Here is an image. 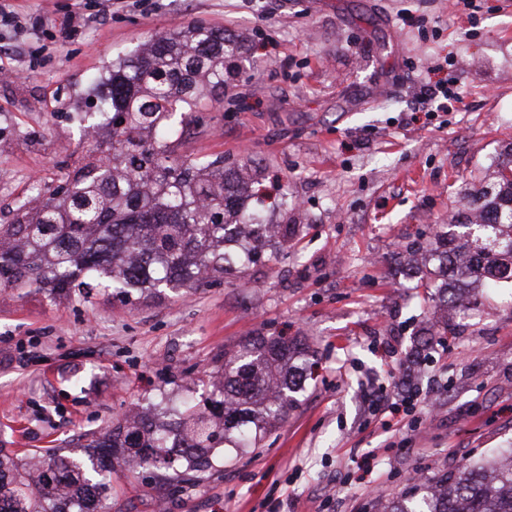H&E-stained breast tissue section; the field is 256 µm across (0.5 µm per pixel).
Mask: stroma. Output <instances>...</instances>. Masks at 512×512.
<instances>
[{
    "label": "stroma",
    "instance_id": "obj_1",
    "mask_svg": "<svg viewBox=\"0 0 512 512\" xmlns=\"http://www.w3.org/2000/svg\"><path fill=\"white\" fill-rule=\"evenodd\" d=\"M0 0V224L77 166L93 78L150 36L197 23L251 50L177 153L248 163L262 213L295 228L276 260L184 294L49 301L0 289V448H82L134 405L200 395L253 336L318 362L286 420L201 478L113 475L111 512H382L386 499L512 447V286L481 293L436 346L402 273L406 245L454 219L461 186L512 142V0ZM441 65L461 100L428 119L411 91ZM425 358L412 413L393 369ZM372 457L371 492L361 464Z\"/></svg>",
    "mask_w": 512,
    "mask_h": 512
}]
</instances>
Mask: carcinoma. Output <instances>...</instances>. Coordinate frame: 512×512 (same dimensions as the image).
I'll use <instances>...</instances> for the list:
<instances>
[{"instance_id": "cac0c4a2", "label": "carcinoma", "mask_w": 512, "mask_h": 512, "mask_svg": "<svg viewBox=\"0 0 512 512\" xmlns=\"http://www.w3.org/2000/svg\"><path fill=\"white\" fill-rule=\"evenodd\" d=\"M247 40L222 29L177 25L93 80L96 119L109 129L62 185L0 224V288H36L51 301L112 291L130 302L162 288L187 291L288 247L287 224H265L249 209L255 175L178 155L166 131L202 100L222 93ZM477 207L438 231L435 270L415 271L446 307L485 288L512 283V146L463 196ZM308 350L286 336H257L224 355L218 382L201 400L182 401L156 422L136 409L95 434L79 461L63 448L17 456L0 448V512H110L102 473L184 467L203 474L211 450L250 448L298 403ZM385 512H512V450L475 462L386 501Z\"/></svg>"}]
</instances>
